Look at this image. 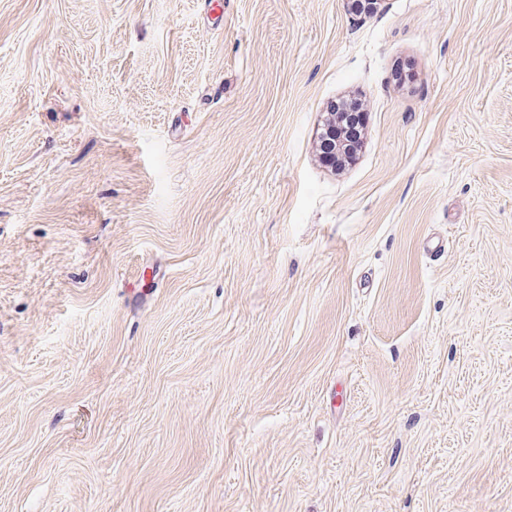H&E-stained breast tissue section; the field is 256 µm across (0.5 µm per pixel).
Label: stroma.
<instances>
[{"mask_svg": "<svg viewBox=\"0 0 512 512\" xmlns=\"http://www.w3.org/2000/svg\"><path fill=\"white\" fill-rule=\"evenodd\" d=\"M0 512H512V0H0Z\"/></svg>", "mask_w": 512, "mask_h": 512, "instance_id": "35a3bbf8", "label": "stroma"}]
</instances>
